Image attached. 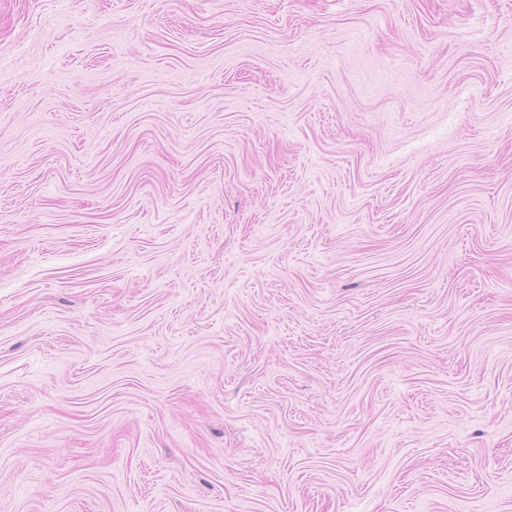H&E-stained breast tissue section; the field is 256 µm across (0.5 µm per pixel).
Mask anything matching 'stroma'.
<instances>
[{
  "mask_svg": "<svg viewBox=\"0 0 512 512\" xmlns=\"http://www.w3.org/2000/svg\"><path fill=\"white\" fill-rule=\"evenodd\" d=\"M0 512H512V0H0Z\"/></svg>",
  "mask_w": 512,
  "mask_h": 512,
  "instance_id": "1",
  "label": "stroma"
}]
</instances>
